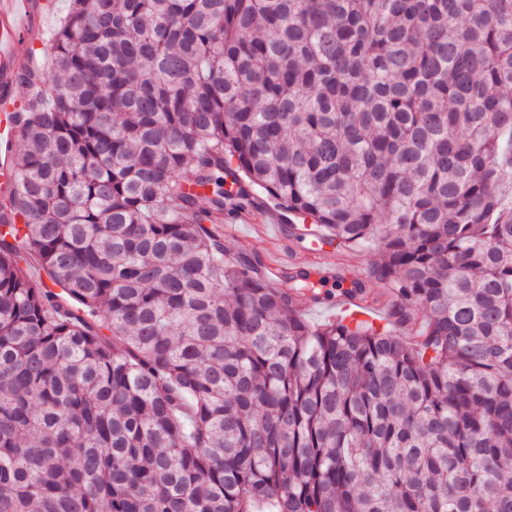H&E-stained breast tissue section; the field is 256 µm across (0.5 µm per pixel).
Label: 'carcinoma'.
<instances>
[{"label": "carcinoma", "mask_w": 512, "mask_h": 512, "mask_svg": "<svg viewBox=\"0 0 512 512\" xmlns=\"http://www.w3.org/2000/svg\"><path fill=\"white\" fill-rule=\"evenodd\" d=\"M48 42L0 192V512H512V0H73ZM268 202L375 253L386 325L227 256Z\"/></svg>", "instance_id": "carcinoma-1"}]
</instances>
